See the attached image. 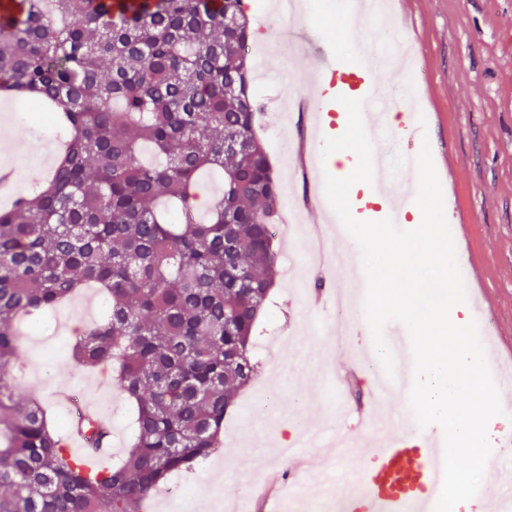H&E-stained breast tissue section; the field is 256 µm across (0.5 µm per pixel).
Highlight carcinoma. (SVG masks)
Returning a JSON list of instances; mask_svg holds the SVG:
<instances>
[{"instance_id": "1", "label": "carcinoma", "mask_w": 512, "mask_h": 512, "mask_svg": "<svg viewBox=\"0 0 512 512\" xmlns=\"http://www.w3.org/2000/svg\"><path fill=\"white\" fill-rule=\"evenodd\" d=\"M0 26V91L68 132L49 175L0 208V370L16 319L92 285L105 319L70 341L112 362L132 404L127 445L89 474L47 408L0 378V512H146L172 475L217 447L256 376V313L278 275L281 190L244 88L243 0H17ZM150 145L156 161L141 158ZM223 190L201 219L191 189ZM87 451L106 428L84 424Z\"/></svg>"}]
</instances>
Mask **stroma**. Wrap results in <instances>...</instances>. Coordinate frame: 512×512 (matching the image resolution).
Segmentation results:
<instances>
[{"instance_id": "obj_1", "label": "stroma", "mask_w": 512, "mask_h": 512, "mask_svg": "<svg viewBox=\"0 0 512 512\" xmlns=\"http://www.w3.org/2000/svg\"><path fill=\"white\" fill-rule=\"evenodd\" d=\"M249 2L255 40L292 57L286 63L281 55L269 56V70L251 74V87L265 104L258 118L261 138L280 178L290 179L285 160L302 129L300 115L285 107L289 92L307 89L313 59L306 53L305 36L328 34L330 48L344 58H354L356 51L342 39L340 17L328 0H305L292 18L271 13L269 0ZM401 9L395 28L414 46L423 72L409 84L404 73L381 69L374 81L387 95L401 93L397 113H416L430 142H447L456 160L455 203L477 217L476 223L451 227L458 257H474L478 268L477 283L465 290L470 296L484 290L494 301L492 320L512 347V0H402ZM1 134L18 146L0 157V166L19 172L10 193H27L53 167L64 135L53 125L34 122L13 100L0 112ZM275 282L257 328L260 376L225 415L222 443L208 465L183 476L187 491L175 494L172 506L182 507L188 499L228 504L249 498L268 474L273 449L291 441L309 421L325 427L338 423L352 435L360 431L357 413L337 420L326 392L328 372L282 364L281 340L293 333L307 336L322 349L330 370L354 367L358 393L371 388L366 367L358 365L354 346H328L325 327L312 318L316 291L292 290L282 273ZM91 294V289L81 290L47 316L36 335H20L18 365L5 378L32 399H52L57 389L67 387L78 400L93 401L111 421L120 450L130 406L115 386V371L109 364H77L68 346L74 330L91 320L81 307Z\"/></svg>"}]
</instances>
